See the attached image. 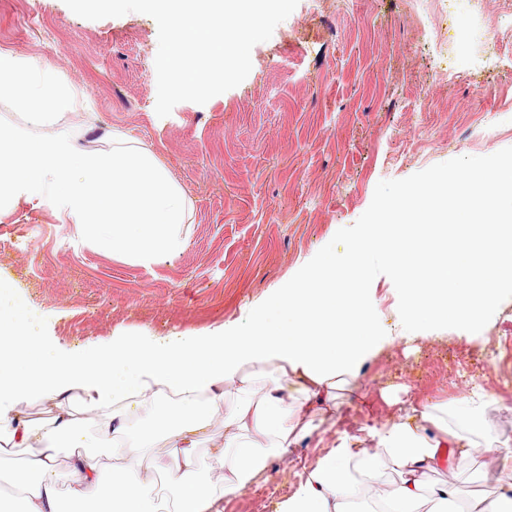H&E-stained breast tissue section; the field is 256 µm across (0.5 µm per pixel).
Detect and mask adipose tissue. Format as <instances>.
Returning <instances> with one entry per match:
<instances>
[{
	"mask_svg": "<svg viewBox=\"0 0 512 512\" xmlns=\"http://www.w3.org/2000/svg\"><path fill=\"white\" fill-rule=\"evenodd\" d=\"M435 186L414 187L403 203L380 208L394 224L402 209L426 207L436 189L448 206L471 222L467 240L449 245L431 225H418L419 265L457 277L456 288H438L411 276V266L391 239L367 234L343 253L327 250L319 262L257 305L252 325L223 324L175 340L150 327L113 332L110 341L76 351H49L33 332L27 306L0 285V443L40 453L24 467L0 456V480L14 487L0 512H223L226 497L254 482L267 459L282 455L336 412V394L355 384L363 366L392 337L377 331V302L367 286L374 256L406 291L399 318L412 343L421 327L467 329L489 324L502 292L512 291V157H490L470 168L468 179L440 174ZM78 396L99 423L94 445L112 452L110 474L95 456L77 455L59 469L56 450L78 437L71 414L57 412L35 423L15 409L20 397L67 401ZM224 407V432L213 454L224 471L215 483L196 451L210 436L211 412ZM482 389L452 403H403L396 419L375 429L376 452L341 441L319 459L279 512H448V485L425 487L447 448L471 460L487 439ZM152 415L155 430H134L132 412ZM171 463L164 486L142 471L157 442ZM391 464L397 476L385 497L369 494L363 479Z\"/></svg>",
	"mask_w": 512,
	"mask_h": 512,
	"instance_id": "obj_1",
	"label": "adipose tissue"
}]
</instances>
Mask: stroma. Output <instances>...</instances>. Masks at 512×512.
<instances>
[{"label":"stroma","mask_w":512,"mask_h":512,"mask_svg":"<svg viewBox=\"0 0 512 512\" xmlns=\"http://www.w3.org/2000/svg\"><path fill=\"white\" fill-rule=\"evenodd\" d=\"M34 25H15L19 13ZM440 39L413 22L403 0H299L272 37L255 45L252 69L206 104L155 112L158 27L129 13L87 20L63 0H0V52L47 58L78 95L54 122L86 131L79 146L111 149L120 131L153 151L191 203L183 251L148 263L82 241L46 200L0 209V280L31 313V327L56 351L111 339L142 325L172 336L234 323L285 286L328 248L361 237L384 200L471 162L512 156V0H446ZM497 56L487 67L477 51ZM446 79H434L435 70ZM428 147H420L421 138ZM384 314L404 291L387 268L370 269ZM481 386L490 406L491 450L467 465L431 473L457 502L495 492L505 478L500 450L512 447V294L499 297L493 325L429 332L417 349L387 346L363 369L340 419L323 424L262 475L224 501V512H277L304 469L342 439L362 438L396 418L383 392L419 405L452 402Z\"/></svg>","instance_id":"35a3bbf8"}]
</instances>
